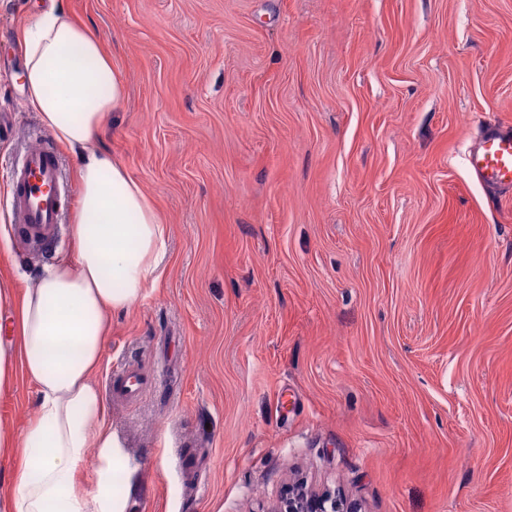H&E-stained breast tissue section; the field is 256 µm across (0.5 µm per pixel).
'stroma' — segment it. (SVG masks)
<instances>
[{"mask_svg": "<svg viewBox=\"0 0 512 512\" xmlns=\"http://www.w3.org/2000/svg\"><path fill=\"white\" fill-rule=\"evenodd\" d=\"M128 87L104 146L168 229L94 376L127 512H512V193L465 155L512 125V0H58ZM48 0H0V280L71 256L11 226L41 130L11 71ZM146 385L116 398L111 383ZM37 409L16 376L0 427ZM267 512H360L355 504L335 492H314L296 483Z\"/></svg>", "mask_w": 512, "mask_h": 512, "instance_id": "35a3bbf8", "label": "stroma"}]
</instances>
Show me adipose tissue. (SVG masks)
Listing matches in <instances>:
<instances>
[{"instance_id":"1","label":"adipose tissue","mask_w":512,"mask_h":512,"mask_svg":"<svg viewBox=\"0 0 512 512\" xmlns=\"http://www.w3.org/2000/svg\"><path fill=\"white\" fill-rule=\"evenodd\" d=\"M17 42L28 102L74 156L79 196L73 256L28 279L23 293L0 283V307L15 310L14 338L0 343V393L19 372L37 392L35 417L21 430L0 429V457L13 467L0 512H125L115 482L125 463L92 377L112 313L132 308L160 280L166 225L127 168L99 146L127 96L111 51L56 0L18 30ZM89 448L100 460L90 486L81 478Z\"/></svg>"}]
</instances>
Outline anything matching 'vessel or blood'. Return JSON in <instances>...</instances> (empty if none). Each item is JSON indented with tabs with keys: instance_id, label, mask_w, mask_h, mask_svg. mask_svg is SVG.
<instances>
[{
	"instance_id": "b4317fda",
	"label": "vessel or blood",
	"mask_w": 512,
	"mask_h": 512,
	"mask_svg": "<svg viewBox=\"0 0 512 512\" xmlns=\"http://www.w3.org/2000/svg\"><path fill=\"white\" fill-rule=\"evenodd\" d=\"M467 167L479 183L512 191V126L491 124L484 128L466 155ZM13 221L27 241L51 244L69 198L55 146L36 136L15 163L12 172Z\"/></svg>"
}]
</instances>
